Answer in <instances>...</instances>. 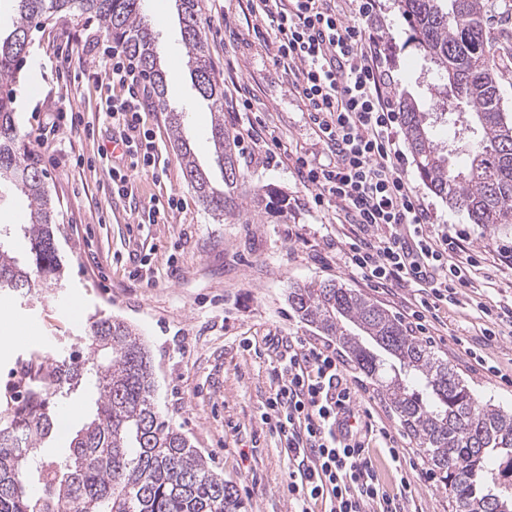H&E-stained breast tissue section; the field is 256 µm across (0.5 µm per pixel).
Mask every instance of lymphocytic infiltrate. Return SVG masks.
<instances>
[{
    "label": "lymphocytic infiltrate",
    "mask_w": 512,
    "mask_h": 512,
    "mask_svg": "<svg viewBox=\"0 0 512 512\" xmlns=\"http://www.w3.org/2000/svg\"><path fill=\"white\" fill-rule=\"evenodd\" d=\"M275 66L306 108L327 162L296 157L299 182L313 208L331 207L344 226L346 264L378 288L406 290L407 316L426 330L439 311L459 305L475 286L482 258L465 229L434 223L407 176L401 118L393 103L394 69L379 34L378 0H260ZM104 78L124 90L106 101L121 125L122 155L112 160V187L124 192L123 157L149 168L155 142L142 129L147 88L132 58L113 48ZM273 387L261 415L288 460L296 512H405L416 466L397 438L363 407L335 349L292 336L276 339ZM387 448L399 476L382 485L370 445Z\"/></svg>",
    "instance_id": "1"
}]
</instances>
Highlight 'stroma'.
Here are the masks:
<instances>
[{
  "instance_id": "stroma-1",
  "label": "stroma",
  "mask_w": 512,
  "mask_h": 512,
  "mask_svg": "<svg viewBox=\"0 0 512 512\" xmlns=\"http://www.w3.org/2000/svg\"><path fill=\"white\" fill-rule=\"evenodd\" d=\"M200 28L216 79L234 77L248 85L253 111L280 143L277 162H268L247 135L245 114L228 112L224 127L237 139L247 188L271 186L288 199V217L253 214L249 223L214 216L187 183L173 148L167 115L145 113L165 168L134 169L129 196L112 191V164L101 158L112 139V120L101 110L110 86L73 81L60 70L57 53L69 47L74 68L94 69L99 52L112 40L97 21L54 17L31 28V54L15 86L17 123L25 150L47 175L59 213L58 254L62 285L37 296L0 292V313L8 323L30 327L29 337L0 350V423L6 400L21 379V362L34 351L66 356L81 347L91 321L112 317L132 325L148 347L161 416L184 434L214 472L237 489L246 512H292L288 461L277 435L260 417L272 385L275 354L264 350L270 336H301L323 342L288 304L296 285L336 281L403 316L404 292L376 288L352 273L340 253L328 246L336 235L333 209H313L290 157L321 156L306 122V111L292 94L288 77L276 68L268 45L258 36L262 25L254 0H202ZM381 33L389 37L397 87L395 100L428 99L433 80L428 62L407 38L409 28L396 0H380ZM143 13L154 27L168 76L171 108L185 115L189 138L201 167L214 182L222 174L208 140L211 113L192 87L175 0H144ZM238 34L224 35L225 26ZM79 112L83 127L55 129L58 108ZM407 169L430 206L436 223L467 229L473 249L495 279L485 300L512 299V270L496 265L500 248L512 245V225L487 229L472 224L466 212L443 202L424 185L415 162ZM183 197V210L164 222L147 221L149 208ZM430 328L432 346L483 402L512 411V342L487 346L483 324L468 306L441 309ZM469 339L487 361L478 366L457 345ZM362 402L396 432L399 444L419 469L427 463L407 436L375 383L351 369Z\"/></svg>"
}]
</instances>
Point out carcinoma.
<instances>
[{
	"label": "carcinoma",
	"instance_id": "cac0c4a2",
	"mask_svg": "<svg viewBox=\"0 0 512 512\" xmlns=\"http://www.w3.org/2000/svg\"><path fill=\"white\" fill-rule=\"evenodd\" d=\"M16 19L0 35V82L16 78L36 20L87 16L148 77L167 113L183 173L205 209L241 218L284 213L286 196L269 186L246 190L235 140L224 129V86L214 76L199 27L200 0H177L192 85L210 102V140L224 186H214L182 136L183 115L168 107L166 71L156 36L141 16L142 0H14ZM411 23L414 46L452 92L443 112L411 98L399 103L401 123L427 188L484 227L512 224V119L503 111L501 76L512 52L492 42L482 0H397ZM454 130L448 143L432 128ZM29 201L20 225L29 256L20 262L0 245V291L26 295L61 280L55 243L57 211L45 175L22 151L13 97L0 94V190ZM288 302L325 336L336 337L355 368L388 400L431 470L448 487L451 512H512V413L481 404L427 343L387 309L339 284L297 285ZM24 397L0 426V512H241L233 485L215 474L189 440L162 419L154 403L149 351L127 323L94 321L87 356L56 360L39 352L23 363ZM92 384L93 419L76 430L61 455L43 453L54 429L53 407Z\"/></svg>",
	"mask_w": 512,
	"mask_h": 512
}]
</instances>
